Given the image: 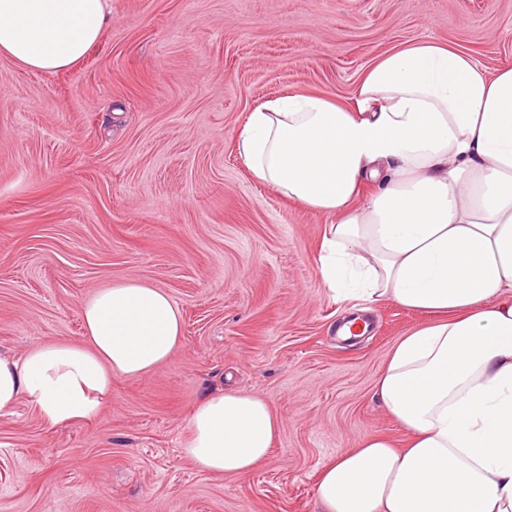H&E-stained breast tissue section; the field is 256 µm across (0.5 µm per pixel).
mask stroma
<instances>
[{
  "mask_svg": "<svg viewBox=\"0 0 512 512\" xmlns=\"http://www.w3.org/2000/svg\"><path fill=\"white\" fill-rule=\"evenodd\" d=\"M74 67L0 57V352L78 343L90 293L141 281L183 316V344L113 377L96 416L0 417V512H321L319 474L370 435L404 441L376 396L388 354L425 315L333 297L328 224L238 157L251 108L289 91L348 102L386 52L422 39L512 67V0H111ZM353 314L373 330L348 342ZM264 398L281 419L246 476L181 453L209 393Z\"/></svg>",
  "mask_w": 512,
  "mask_h": 512,
  "instance_id": "1",
  "label": "stroma"
}]
</instances>
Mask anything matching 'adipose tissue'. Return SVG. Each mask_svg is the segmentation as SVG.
<instances>
[{
    "label": "adipose tissue",
    "mask_w": 512,
    "mask_h": 512,
    "mask_svg": "<svg viewBox=\"0 0 512 512\" xmlns=\"http://www.w3.org/2000/svg\"><path fill=\"white\" fill-rule=\"evenodd\" d=\"M109 2L0 0V56L69 69L108 25ZM235 147L256 179L332 217L324 287L429 317L400 336L376 385L406 440L368 436L326 466L325 512H512V68L491 73L467 51L421 40L374 62L349 102L261 101ZM81 313L83 343L0 354L1 416L25 398L50 425L92 418L113 377H143L182 345L179 308L143 282L100 289ZM279 427L257 396L209 394L183 454L244 476Z\"/></svg>",
    "instance_id": "ef3b65f1"
}]
</instances>
